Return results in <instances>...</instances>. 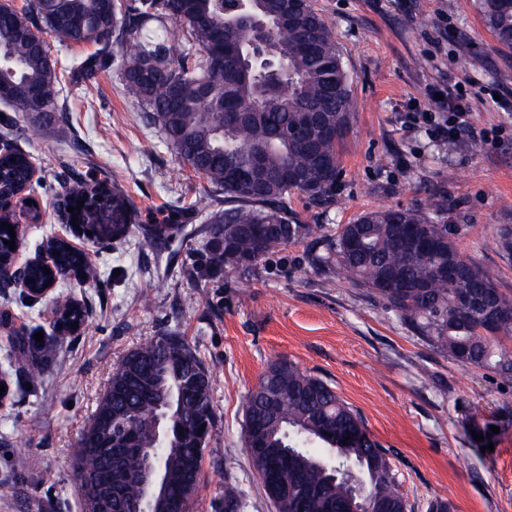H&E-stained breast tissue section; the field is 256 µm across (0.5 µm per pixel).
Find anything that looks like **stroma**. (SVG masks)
I'll return each mask as SVG.
<instances>
[{
    "mask_svg": "<svg viewBox=\"0 0 512 512\" xmlns=\"http://www.w3.org/2000/svg\"><path fill=\"white\" fill-rule=\"evenodd\" d=\"M332 24L352 79L353 130L342 174L325 206L291 194L288 216L312 225L305 241L266 255L249 275L219 272L192 278L205 262L203 199L224 205L222 193L184 166L162 134L143 123L123 88L119 65L84 97L64 80L62 110L29 137L34 115L18 119L15 146L37 166L28 191L40 205L38 223L24 227L22 258L42 254L60 235L87 253L93 280L69 278L37 301L22 288H0V349L19 334L43 333L53 360L27 385L17 359L10 394L0 406V512H85L72 468L83 428L103 396L114 365L155 336H184L209 370L215 425L190 512H220L234 489L242 512H275L241 447L242 401L268 365L293 362L322 378L362 415L390 451L411 512L433 497L454 512H512V428L493 453L474 450L464 415L484 416L512 404V380L489 369H465L401 322L387 302L344 274L311 263L321 236L363 212L423 206L443 200L460 252L512 294V256L500 252L499 229L512 227V50L500 49L475 0H314ZM471 64L461 68V56ZM465 83L471 118L486 132L481 153L434 131L431 91ZM498 102H491V95ZM109 177L134 207L127 237L99 245L64 222L59 203L73 185L69 164ZM173 216L155 235L156 216ZM88 310L80 333L55 335L58 303ZM34 459L26 469L25 459Z\"/></svg>",
    "mask_w": 512,
    "mask_h": 512,
    "instance_id": "stroma-1",
    "label": "stroma"
}]
</instances>
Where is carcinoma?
Segmentation results:
<instances>
[{"label":"carcinoma","instance_id":"obj_1","mask_svg":"<svg viewBox=\"0 0 512 512\" xmlns=\"http://www.w3.org/2000/svg\"><path fill=\"white\" fill-rule=\"evenodd\" d=\"M480 20L503 49H512V0H477ZM35 16L0 15V86L13 112H29L39 99L59 111L63 93L56 65L35 36L40 20L61 46L93 45L95 51L73 61L69 72L83 93L94 92L99 75L111 66L112 44L123 50L122 78L146 122L163 135L167 148L194 173L224 194V208L208 213L209 268L246 274L268 253L300 243L310 224L288 218V195L297 192L322 205L337 180H323L327 165L340 175L342 155L353 129L352 80L331 24L313 0H252L251 14L272 23L277 48L274 71L259 75L243 68L251 28L238 17V0H33ZM179 37L167 36L166 22ZM28 155H0V203L28 181ZM303 180L290 183L283 170ZM104 198L112 223L100 227L98 241L129 232L133 206L108 182L87 176L65 206ZM445 207H389L363 213L339 225L314 255L318 268L335 269L385 299L397 315L463 368L491 369L512 379V295L492 276L464 257L447 223ZM424 243L410 249L404 238ZM0 225V280L14 277V251ZM49 273L36 265L24 273L22 288L33 296L46 281L59 283L75 274L98 276L85 257L59 242ZM457 276L445 274L448 264ZM55 326L62 332L80 321L84 309L58 307ZM30 354L27 378L45 370L53 349L31 336L15 342ZM264 376L275 394L269 402L263 385L243 403L241 445L248 450L268 498L282 512H330L328 504H348L360 493L370 505L388 502L393 512H408L388 450L368 433L361 414L321 378L301 372L287 360L270 364ZM209 373L186 339L176 333L155 337L128 353L112 369L106 392L82 433L73 469L81 490L112 481L127 512L137 489L126 475L139 468L143 448L157 451L168 479V496L189 512L199 488L202 459L214 427ZM497 418L463 420L467 436L481 449L496 443L512 426V404ZM204 431H199L200 426ZM357 439L345 442L346 437Z\"/></svg>","mask_w":512,"mask_h":512}]
</instances>
